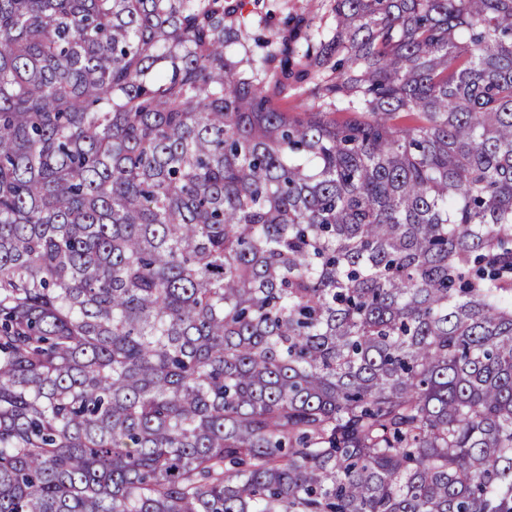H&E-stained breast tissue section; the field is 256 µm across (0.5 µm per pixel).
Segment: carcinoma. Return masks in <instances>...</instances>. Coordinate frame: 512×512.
<instances>
[{
	"mask_svg": "<svg viewBox=\"0 0 512 512\" xmlns=\"http://www.w3.org/2000/svg\"><path fill=\"white\" fill-rule=\"evenodd\" d=\"M244 8L0 0V512H512V0ZM247 11L259 13L265 24L253 27V32L269 37L273 34L282 37L299 29L293 46L292 64L288 75L277 70V78L288 85V95L279 101L281 109L293 112L300 105L317 109L320 102L312 95L316 83L331 74L329 68L317 67L312 54L307 55V36L330 34L336 26L332 11V0H247ZM256 1V2H255ZM266 25V26H264ZM258 28V29H257Z\"/></svg>",
	"mask_w": 512,
	"mask_h": 512,
	"instance_id": "obj_1",
	"label": "carcinoma"
}]
</instances>
